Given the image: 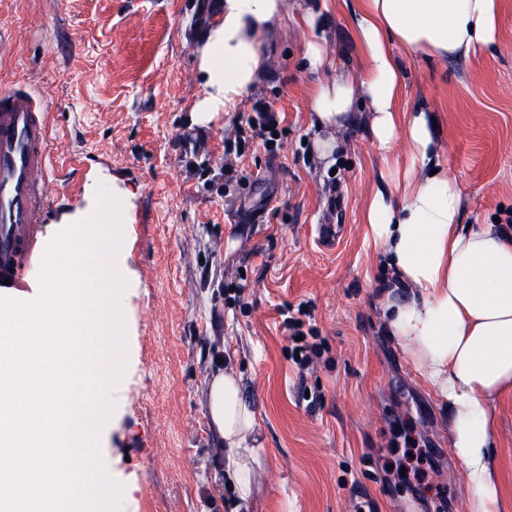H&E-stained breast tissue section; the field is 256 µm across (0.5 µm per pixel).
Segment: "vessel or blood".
Instances as JSON below:
<instances>
[{
  "label": "vessel or blood",
  "instance_id": "vessel-or-blood-1",
  "mask_svg": "<svg viewBox=\"0 0 512 512\" xmlns=\"http://www.w3.org/2000/svg\"><path fill=\"white\" fill-rule=\"evenodd\" d=\"M48 99L28 83L0 90V295L20 297L42 253L50 197Z\"/></svg>",
  "mask_w": 512,
  "mask_h": 512
}]
</instances>
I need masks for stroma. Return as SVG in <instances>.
<instances>
[{"instance_id":"1","label":"stroma","mask_w":512,"mask_h":512,"mask_svg":"<svg viewBox=\"0 0 512 512\" xmlns=\"http://www.w3.org/2000/svg\"><path fill=\"white\" fill-rule=\"evenodd\" d=\"M210 0H0V88L26 82L53 102L60 178L46 235L91 218L99 191L123 214L110 262L126 284L125 370L100 432L119 512H235L224 443L207 416L219 360L240 378L261 447L249 512H469L471 487L452 446L448 406L391 335L394 287L365 240L369 196L410 148L380 150L364 114L338 136L333 167L315 156L319 83L355 72L347 0H329L324 47L337 71L315 72L287 11L263 40L266 76L234 112L192 119L205 95L198 61ZM493 48L473 58H405L407 109L429 110L441 161L461 189L462 221L512 213V0H497ZM285 113L283 146L237 159L224 141L256 101ZM308 301L326 353L299 378L280 308ZM501 512H512V393L493 406ZM429 449L423 482L391 464L404 435Z\"/></svg>"}]
</instances>
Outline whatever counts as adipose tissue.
Listing matches in <instances>:
<instances>
[{
    "label": "adipose tissue",
    "instance_id": "1",
    "mask_svg": "<svg viewBox=\"0 0 512 512\" xmlns=\"http://www.w3.org/2000/svg\"><path fill=\"white\" fill-rule=\"evenodd\" d=\"M286 0H222L214 26L202 34L199 71L205 97L196 120L228 113L267 71L263 37L282 20ZM325 0H316L297 23L309 38L305 54L315 71L335 69L321 48ZM359 73L319 84L312 109L324 135L319 160L330 161L338 143L330 132L349 119L356 100L368 106L372 135L382 150L398 139L411 147V165L369 199L365 239L388 255L393 278L412 289L409 302L387 304L394 336L452 410L456 455L468 473L471 512L501 506L492 448V404L512 391V226L460 222L461 192L439 162L433 118L403 110L404 67L398 50L435 59L469 58L495 41L496 0H353ZM209 418L224 442V480L240 502L252 497L259 449L255 416L239 379L216 371L208 392Z\"/></svg>",
    "mask_w": 512,
    "mask_h": 512
}]
</instances>
